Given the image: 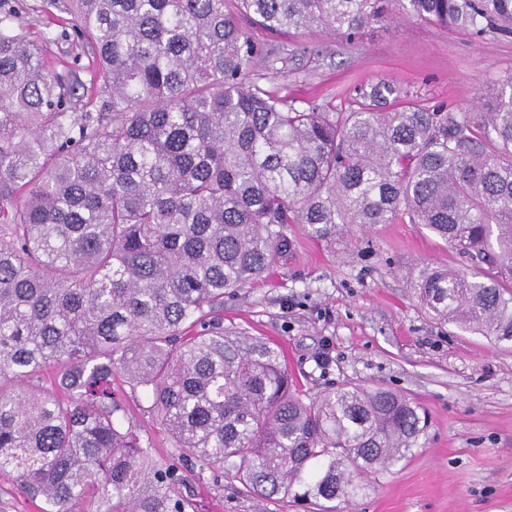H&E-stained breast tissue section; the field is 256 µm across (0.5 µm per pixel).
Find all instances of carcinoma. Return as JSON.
Wrapping results in <instances>:
<instances>
[{
    "mask_svg": "<svg viewBox=\"0 0 512 512\" xmlns=\"http://www.w3.org/2000/svg\"><path fill=\"white\" fill-rule=\"evenodd\" d=\"M394 2L512 35V0H63L46 40L90 48L97 102L0 7L1 481L43 512H196L190 464L336 512L405 459L425 431L410 398L349 384L306 403L274 343L224 330V296L269 270L286 224L423 225L483 263L422 268L424 309L512 342V79L474 112L393 104L382 80L348 112L299 110L249 79L273 50L243 19L354 41ZM117 374L180 464L141 444Z\"/></svg>",
    "mask_w": 512,
    "mask_h": 512,
    "instance_id": "1",
    "label": "carcinoma"
}]
</instances>
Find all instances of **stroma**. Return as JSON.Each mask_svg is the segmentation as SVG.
Instances as JSON below:
<instances>
[{"label": "stroma", "instance_id": "obj_1", "mask_svg": "<svg viewBox=\"0 0 512 512\" xmlns=\"http://www.w3.org/2000/svg\"><path fill=\"white\" fill-rule=\"evenodd\" d=\"M45 66L61 70L73 50L43 39L56 12L48 0H9ZM309 47L250 78L299 109L354 107V87L385 79L435 105L472 111L512 77V37L466 31L400 15L359 41L323 27L291 36ZM288 246L258 281L224 299V326L277 344L310 401L348 382L407 395L428 414V427L407 457L369 477L362 494L336 512H512V342L433 320L410 285L426 265L475 270L422 225L400 219L370 227L344 224L319 240L306 225L285 229ZM121 399L153 454L167 458L172 440L141 390ZM183 494L199 512H303L283 498L244 495L230 477L188 474Z\"/></svg>", "mask_w": 512, "mask_h": 512}]
</instances>
